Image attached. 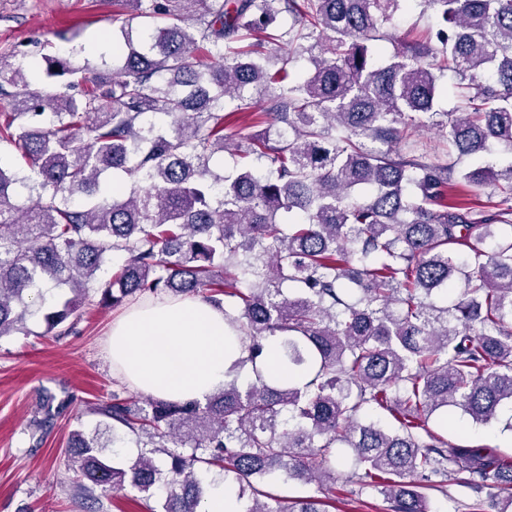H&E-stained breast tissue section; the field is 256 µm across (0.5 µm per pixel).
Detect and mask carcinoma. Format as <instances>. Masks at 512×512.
Masks as SVG:
<instances>
[{
	"label": "carcinoma",
	"mask_w": 512,
	"mask_h": 512,
	"mask_svg": "<svg viewBox=\"0 0 512 512\" xmlns=\"http://www.w3.org/2000/svg\"><path fill=\"white\" fill-rule=\"evenodd\" d=\"M122 2L164 24L119 26L109 64L56 62L48 76L74 77L76 96L34 92L0 59V143L27 165L0 163V339L28 334L49 291L57 336L95 294L114 307L231 297L224 319L248 350L234 368L276 338L303 381L275 386L258 370L204 404L112 395L92 408L97 433L69 437L85 491L201 512L218 468L256 494L246 512H327L258 485L333 482L334 450L349 448L388 512H428L425 490L449 482L481 495L470 512H504L512 460L450 445L429 420L456 408L486 423L512 405V0H419L445 28L397 43L386 25L404 0ZM283 12L286 31L272 27ZM276 43L310 55L304 76L274 67L264 48ZM444 70L454 112L436 109ZM237 112L264 129L224 134ZM422 128L442 151H424ZM492 145L506 166L470 165ZM226 152L263 171L212 173ZM111 253L122 267L99 283ZM367 406L398 426L361 420ZM103 434L140 451L108 454Z\"/></svg>",
	"instance_id": "1"
}]
</instances>
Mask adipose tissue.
I'll list each match as a JSON object with an SVG mask.
<instances>
[{
  "label": "adipose tissue",
  "mask_w": 512,
  "mask_h": 512,
  "mask_svg": "<svg viewBox=\"0 0 512 512\" xmlns=\"http://www.w3.org/2000/svg\"><path fill=\"white\" fill-rule=\"evenodd\" d=\"M223 310L198 296L131 304L109 338L112 366L133 388L173 401H206L232 379L242 357Z\"/></svg>",
  "instance_id": "ef3b65f1"
}]
</instances>
